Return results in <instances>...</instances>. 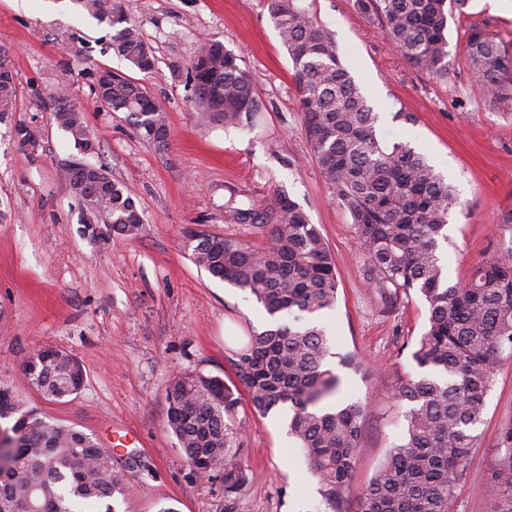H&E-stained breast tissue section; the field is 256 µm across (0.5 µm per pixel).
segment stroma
<instances>
[{
  "label": "stroma",
  "instance_id": "35a3bbf8",
  "mask_svg": "<svg viewBox=\"0 0 512 512\" xmlns=\"http://www.w3.org/2000/svg\"><path fill=\"white\" fill-rule=\"evenodd\" d=\"M156 58L144 74L107 52L111 28L79 0H0V50L17 88L13 112L0 116V389L111 448L123 472L117 512H224L219 479L200 477L167 425L168 386L182 373L230 382V361L269 317L249 292L195 264L186 233L201 228L256 246L266 238L229 224L230 193L258 199L283 190L326 240L335 259L338 299L320 322L332 342L357 351L369 378L339 369L338 401L366 403L361 447L345 505L360 491L404 429L406 404L394 394L416 366L410 357L425 330L418 293L385 298L366 283L364 255L349 213L325 190L305 134L293 67L264 0H117ZM332 34L369 104L382 138L408 142L456 190L441 245L449 282L477 262L512 249V99L491 105L466 52L469 29L512 49V6L469 0L448 22L447 79L429 77L388 42L354 0H305ZM223 42L251 75L260 120L254 129L200 128L190 64L204 39ZM108 67L139 80L165 110L168 151L137 135L124 114L100 108L91 74ZM66 89L83 108L96 150L85 155L53 121V94ZM411 113L404 122L402 113ZM30 130L21 146L17 128ZM103 166L135 195L143 224L125 238L87 223L62 171L75 162ZM43 347L67 351L84 383L58 402L44 400L25 364ZM248 476L240 512H321L319 485L280 413L255 411L241 398L234 416ZM512 427V359L486 398L467 475L453 512H493L491 473L500 434ZM126 447L112 448L113 434Z\"/></svg>",
  "mask_w": 512,
  "mask_h": 512
}]
</instances>
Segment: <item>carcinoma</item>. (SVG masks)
<instances>
[{
	"mask_svg": "<svg viewBox=\"0 0 512 512\" xmlns=\"http://www.w3.org/2000/svg\"><path fill=\"white\" fill-rule=\"evenodd\" d=\"M98 21L115 29L109 49L144 73L155 57L139 28L112 0H79ZM468 0H356L357 9L381 23L389 43L428 75L448 78V17ZM269 16L294 69L310 151L329 196L345 208L362 246L369 285L383 293L421 294L428 323L411 352L417 367L401 382L396 399L408 410L399 443L390 448L357 501L356 512H451L456 485L476 441L474 430L503 362L512 358V250L475 264L468 277L448 283L439 243L447 239L455 206L453 187L426 157L404 141L386 142L374 112L339 59L332 35L301 0H266ZM470 65L495 102L512 91V54L472 28L466 41ZM194 109L205 128L257 125L258 104L250 74L218 40H207L190 66ZM96 101L127 114L139 137L166 150L171 131L166 112L147 88L108 68L92 73ZM53 119L85 149L90 129L83 110L63 91L53 95ZM13 77L0 76V113L15 109ZM89 175L99 185L89 198L66 169L82 208L112 231L135 235L144 220L129 188L102 166ZM233 224H250L267 237L255 249L228 237L190 230L194 261L212 276L249 292L271 318L293 316L248 336L235 352L237 381L181 375L168 387L167 423L187 459L202 474L224 476V512H239L238 491L247 480L232 426L247 391L265 415L288 410L287 428L303 449L320 495L331 512H344L349 479L360 451L365 405L321 406L337 395L340 366L363 372L352 352H334L315 317L333 308L335 262L317 227L284 191L260 200L224 203ZM68 352L44 347L29 356L26 374L45 398L60 401L78 392L82 377ZM15 443L9 466L0 469V512H77L83 502L108 503L122 491L112 455L74 428L48 423L0 393V419ZM492 479L495 512H512V427L502 430Z\"/></svg>",
	"mask_w": 512,
	"mask_h": 512,
	"instance_id": "carcinoma-1",
	"label": "carcinoma"
}]
</instances>
